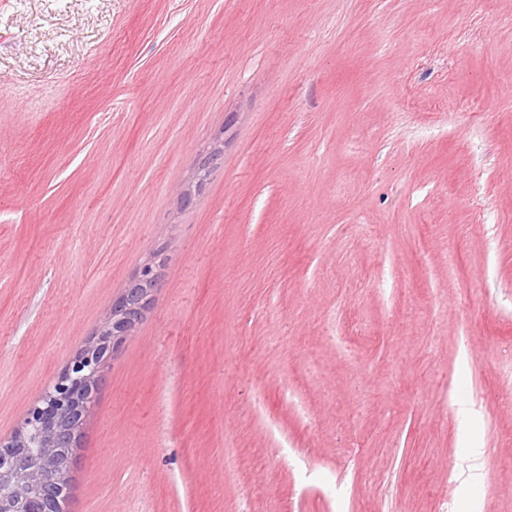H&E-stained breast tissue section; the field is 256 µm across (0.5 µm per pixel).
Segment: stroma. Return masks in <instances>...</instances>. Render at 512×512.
I'll return each mask as SVG.
<instances>
[{
	"label": "stroma",
	"instance_id": "obj_1",
	"mask_svg": "<svg viewBox=\"0 0 512 512\" xmlns=\"http://www.w3.org/2000/svg\"><path fill=\"white\" fill-rule=\"evenodd\" d=\"M507 112L512 0H0V440L151 263L67 512H512Z\"/></svg>",
	"mask_w": 512,
	"mask_h": 512
}]
</instances>
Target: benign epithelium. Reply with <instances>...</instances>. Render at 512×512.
Listing matches in <instances>:
<instances>
[{
	"label": "benign epithelium",
	"mask_w": 512,
	"mask_h": 512,
	"mask_svg": "<svg viewBox=\"0 0 512 512\" xmlns=\"http://www.w3.org/2000/svg\"><path fill=\"white\" fill-rule=\"evenodd\" d=\"M157 282L156 270L144 266L21 428L0 441V512H65L74 448L105 364L142 318Z\"/></svg>",
	"instance_id": "7a95c632"
}]
</instances>
